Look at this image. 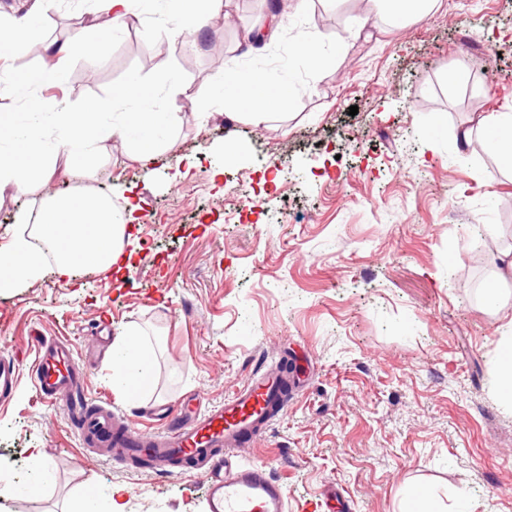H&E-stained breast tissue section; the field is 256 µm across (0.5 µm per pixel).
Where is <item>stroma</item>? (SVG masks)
<instances>
[{
	"mask_svg": "<svg viewBox=\"0 0 512 512\" xmlns=\"http://www.w3.org/2000/svg\"><path fill=\"white\" fill-rule=\"evenodd\" d=\"M289 2L229 0V26L181 17L185 67L156 33L174 13L160 0L100 43L96 71L71 54L66 86L0 96V113L21 120L45 94L76 109L133 77L155 89L154 110L181 117L150 164L107 141L87 176L50 146V177L32 176L25 194L0 191V245L55 193L106 195L118 212L124 195L142 201L130 266L48 273L0 294V358L21 374L0 404V489L13 490L0 512H69L83 492L104 502L117 486L124 512H207L200 484L81 443L66 409L31 381L35 336L68 341L90 402L147 434L165 430L187 395L217 406L254 372L289 363L288 406L247 453L283 486L288 512H405L422 491L442 512L461 493L469 512H512V408L492 373L512 280L497 314L483 289L512 246V171L482 147L480 128L512 113V0H440L399 30L355 26L356 0H308L302 11ZM97 8L56 0L12 71L51 63L47 47L71 36L93 37ZM275 10L279 37L240 53ZM322 17L344 46L284 79L265 127L237 115L232 95L209 94L224 73L215 43L236 66L273 77L293 38L319 34ZM228 139L240 147L231 161ZM98 326L115 340L133 326L159 337L143 396L113 391L111 353L89 352ZM35 448L50 479L29 460ZM22 484L33 488L24 498L14 493Z\"/></svg>",
	"mask_w": 512,
	"mask_h": 512,
	"instance_id": "1",
	"label": "stroma"
}]
</instances>
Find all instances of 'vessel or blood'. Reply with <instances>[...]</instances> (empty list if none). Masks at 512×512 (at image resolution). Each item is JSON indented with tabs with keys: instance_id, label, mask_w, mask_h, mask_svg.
<instances>
[{
	"instance_id": "vessel-or-blood-1",
	"label": "vessel or blood",
	"mask_w": 512,
	"mask_h": 512,
	"mask_svg": "<svg viewBox=\"0 0 512 512\" xmlns=\"http://www.w3.org/2000/svg\"><path fill=\"white\" fill-rule=\"evenodd\" d=\"M35 347L36 388L73 407L86 445L122 448L128 456L147 459L155 471L197 479L207 512H288L282 485L266 466L242 457L250 439L271 426L288 403L278 371L253 376L224 404L204 412L183 400L174 422L161 435L149 437L89 403L86 377L66 342L39 336Z\"/></svg>"
}]
</instances>
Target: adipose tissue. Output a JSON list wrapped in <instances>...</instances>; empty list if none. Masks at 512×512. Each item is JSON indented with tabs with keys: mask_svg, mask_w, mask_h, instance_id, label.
Segmentation results:
<instances>
[{
	"mask_svg": "<svg viewBox=\"0 0 512 512\" xmlns=\"http://www.w3.org/2000/svg\"><path fill=\"white\" fill-rule=\"evenodd\" d=\"M366 20L374 25L398 26L408 19L427 15L438 0H367ZM235 104L253 126L265 125L272 106L281 101L282 90L267 77H253L234 84ZM111 103H98L55 115L53 131H46L39 120L17 124L12 114H0V141L12 146L0 154V189L24 192L28 177L43 168L46 135L55 138L57 153L74 164L89 163L103 140H130L139 135L137 156L152 161L161 142L156 133L178 125L176 112H155L141 108L124 113L116 124L105 123ZM138 201L127 200L125 217H118L110 199L98 195L64 194L44 200L39 219L15 233L7 248L0 250V292L35 281L45 273V255L53 253L56 272L71 277L78 270L107 271L122 267L129 256L125 245L132 237V224L140 211ZM113 382L127 396H141L152 381V350L146 338L133 330L114 348Z\"/></svg>",
	"mask_w": 512,
	"mask_h": 512,
	"instance_id": "ef3b65f1",
	"label": "adipose tissue"
}]
</instances>
